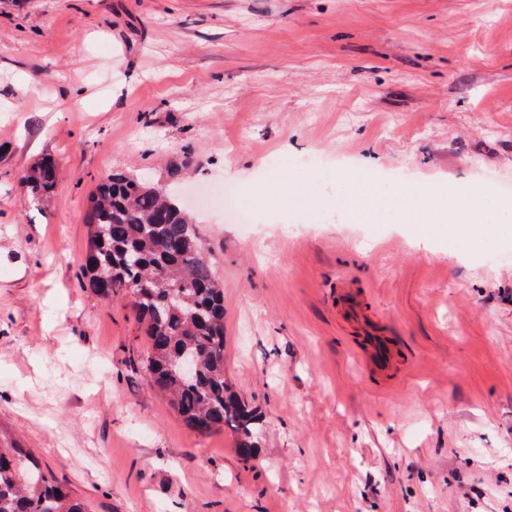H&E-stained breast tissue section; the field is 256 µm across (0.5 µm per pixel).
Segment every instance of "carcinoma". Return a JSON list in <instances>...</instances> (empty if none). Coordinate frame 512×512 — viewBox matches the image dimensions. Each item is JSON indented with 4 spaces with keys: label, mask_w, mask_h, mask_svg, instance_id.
Instances as JSON below:
<instances>
[{
    "label": "carcinoma",
    "mask_w": 512,
    "mask_h": 512,
    "mask_svg": "<svg viewBox=\"0 0 512 512\" xmlns=\"http://www.w3.org/2000/svg\"><path fill=\"white\" fill-rule=\"evenodd\" d=\"M58 178V163L45 156L19 182L35 198L50 195ZM84 222L93 229L83 268L89 288L110 299L138 286L131 304L144 325L139 366L152 378L150 388L168 398L188 429H231L239 455L251 458L259 418L224 377V298L191 215L171 193L161 197L149 180L117 171L89 196ZM187 356L197 360L193 379L181 371ZM0 512L86 510L39 470L29 449L0 443Z\"/></svg>",
    "instance_id": "1"
}]
</instances>
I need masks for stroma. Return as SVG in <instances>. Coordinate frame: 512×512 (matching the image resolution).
<instances>
[{"label":"stroma","mask_w":512,"mask_h":512,"mask_svg":"<svg viewBox=\"0 0 512 512\" xmlns=\"http://www.w3.org/2000/svg\"><path fill=\"white\" fill-rule=\"evenodd\" d=\"M46 155L61 178L33 203L18 176ZM115 171L173 183L198 222L251 459L183 425L131 365L128 298L86 286L84 210ZM500 181L512 0H0V433L89 512H512ZM475 193L500 234L443 232ZM345 288L403 348L397 378L359 364Z\"/></svg>","instance_id":"35a3bbf8"}]
</instances>
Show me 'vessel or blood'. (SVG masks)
<instances>
[{"label":"vessel or blood","mask_w":512,"mask_h":512,"mask_svg":"<svg viewBox=\"0 0 512 512\" xmlns=\"http://www.w3.org/2000/svg\"><path fill=\"white\" fill-rule=\"evenodd\" d=\"M338 306L344 322L356 333V353L362 357L367 368L380 374H391L397 365L399 352L393 340L373 318L366 314L356 295L346 292Z\"/></svg>","instance_id":"vessel-or-blood-1"}]
</instances>
